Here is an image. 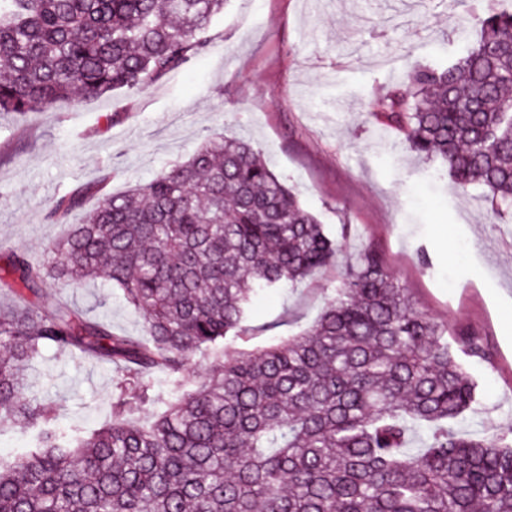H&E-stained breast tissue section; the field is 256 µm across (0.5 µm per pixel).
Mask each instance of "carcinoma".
<instances>
[{"mask_svg":"<svg viewBox=\"0 0 512 512\" xmlns=\"http://www.w3.org/2000/svg\"><path fill=\"white\" fill-rule=\"evenodd\" d=\"M225 0H0V112L139 90L220 36ZM445 67L413 64L372 115L421 159L476 184L512 218V9ZM96 207L44 263L13 256L31 295L0 307V425L39 428L0 458V512H512V429L467 438L448 421L477 403L448 328L417 311L379 254L363 252L305 332L229 355L211 378L162 399L148 376L237 335L252 298L325 267L337 242L259 151L221 132L184 163L122 194L103 182L60 197L48 220ZM105 274L144 320L140 341L66 303L40 309L48 281ZM79 351L125 373L112 424L66 439L34 396L41 349ZM163 403L145 421L130 401ZM430 427L411 447L413 426Z\"/></svg>","mask_w":512,"mask_h":512,"instance_id":"carcinoma-1","label":"carcinoma"}]
</instances>
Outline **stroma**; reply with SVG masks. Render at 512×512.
<instances>
[{
    "label": "stroma",
    "mask_w": 512,
    "mask_h": 512,
    "mask_svg": "<svg viewBox=\"0 0 512 512\" xmlns=\"http://www.w3.org/2000/svg\"><path fill=\"white\" fill-rule=\"evenodd\" d=\"M487 0H227L219 38L176 74L95 100L0 114V302L21 304L8 275L12 254L47 259L68 225L48 211L98 180L112 193L147 183L186 160L215 132L251 142L302 205L338 238L335 259L296 286L260 293L230 353L295 336L319 318L347 266L378 252L414 307L448 328V341L477 337L488 351L468 366L479 403L459 417L463 434L512 428V221L491 219L478 186L460 188L437 161L418 159L380 131L375 97L410 62L447 64L468 43L450 14L478 15ZM63 301L143 336L144 321L104 280L59 291ZM36 395L58 428L91 432L112 420L122 375L110 363L46 348L30 363Z\"/></svg>",
    "instance_id": "1"
}]
</instances>
